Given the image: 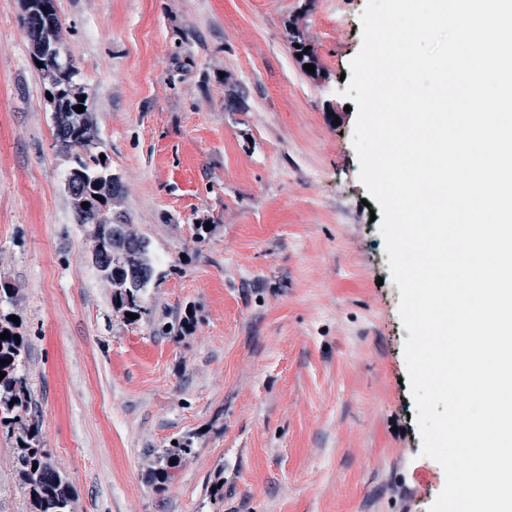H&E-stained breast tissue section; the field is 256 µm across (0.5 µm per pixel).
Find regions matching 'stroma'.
Returning <instances> with one entry per match:
<instances>
[{"instance_id": "35a3bbf8", "label": "stroma", "mask_w": 512, "mask_h": 512, "mask_svg": "<svg viewBox=\"0 0 512 512\" xmlns=\"http://www.w3.org/2000/svg\"><path fill=\"white\" fill-rule=\"evenodd\" d=\"M365 6L56 0L89 150L150 241L129 323L75 220L23 0H0V284L20 297L30 411L75 512H428L441 492L340 79ZM184 439L192 454L156 490L150 465ZM15 448L0 429V512H29Z\"/></svg>"}]
</instances>
